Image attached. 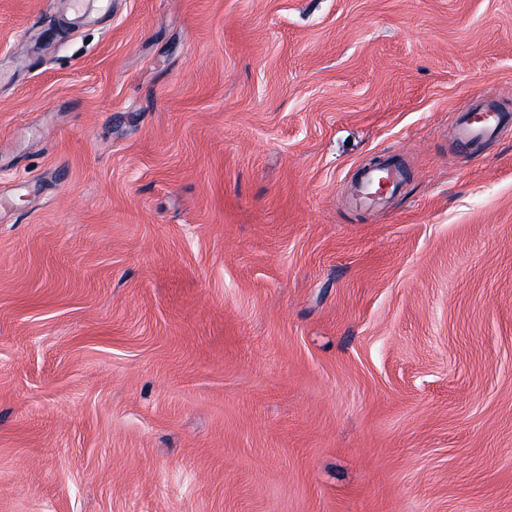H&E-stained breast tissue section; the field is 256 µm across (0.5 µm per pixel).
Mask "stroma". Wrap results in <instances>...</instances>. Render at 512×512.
Returning <instances> with one entry per match:
<instances>
[{"label": "stroma", "instance_id": "stroma-1", "mask_svg": "<svg viewBox=\"0 0 512 512\" xmlns=\"http://www.w3.org/2000/svg\"><path fill=\"white\" fill-rule=\"evenodd\" d=\"M500 89L512 0H0V512H512ZM510 91L487 95L479 92L471 97L470 107L456 114L453 132L462 150L475 152L497 132L511 128L512 113L502 107L501 101ZM478 113V114H476ZM477 115L483 116L478 120Z\"/></svg>", "mask_w": 512, "mask_h": 512}]
</instances>
